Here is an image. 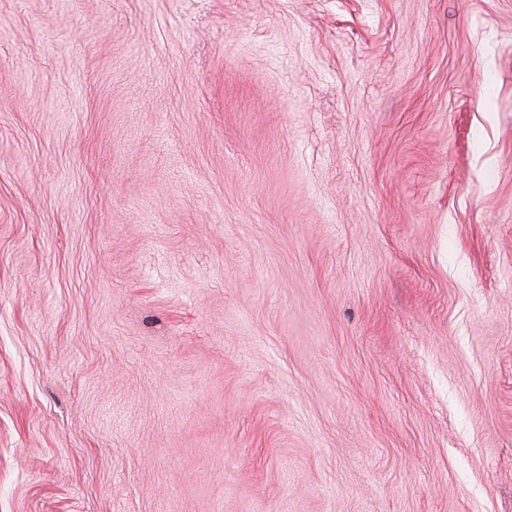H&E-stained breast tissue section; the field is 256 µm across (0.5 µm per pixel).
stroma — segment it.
I'll return each mask as SVG.
<instances>
[{
  "mask_svg": "<svg viewBox=\"0 0 512 512\" xmlns=\"http://www.w3.org/2000/svg\"><path fill=\"white\" fill-rule=\"evenodd\" d=\"M0 512H512V0H0Z\"/></svg>",
  "mask_w": 512,
  "mask_h": 512,
  "instance_id": "obj_1",
  "label": "stroma"
}]
</instances>
